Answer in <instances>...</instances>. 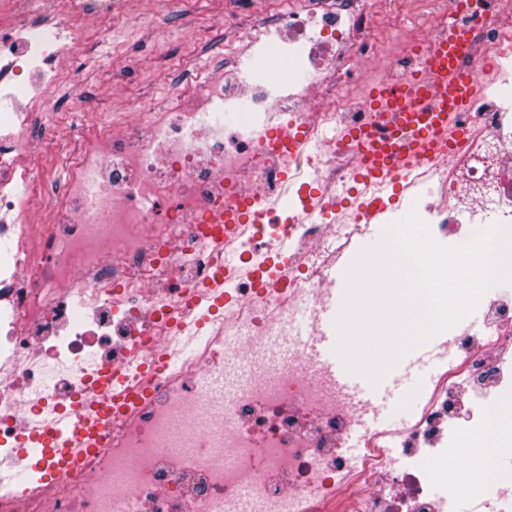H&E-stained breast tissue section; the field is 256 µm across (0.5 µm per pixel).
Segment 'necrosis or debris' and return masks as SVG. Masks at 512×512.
Segmentation results:
<instances>
[{
	"instance_id": "obj_1",
	"label": "necrosis or debris",
	"mask_w": 512,
	"mask_h": 512,
	"mask_svg": "<svg viewBox=\"0 0 512 512\" xmlns=\"http://www.w3.org/2000/svg\"><path fill=\"white\" fill-rule=\"evenodd\" d=\"M404 0L417 23L378 24L368 0H298L287 19L247 31L224 63L184 69L146 111L123 112L60 143L55 166L28 157L56 129L43 109L86 21L129 12L126 0H0V471L24 469V435L60 410L115 394L98 448L63 481L0 483V512H453L470 493L478 512H512L470 482L505 447L483 444L512 400V285L487 292L480 333H448L458 355L406 426L347 435L371 408L318 377L297 337L287 360L269 341L297 321L309 335L334 282L330 270L363 227L339 205L350 191L392 210L391 185L359 180L357 134L374 113L370 91L424 75L448 25L470 30L476 75H501L512 43V0ZM274 44L280 62L243 75L241 55ZM281 89L270 96V73ZM247 100L236 127L209 116ZM453 157L407 172L437 181L415 208L440 243L512 226V109L481 94L457 115ZM323 205L307 207L306 189ZM297 210L277 215L285 194ZM47 214L34 223V202ZM224 300L203 299L216 277ZM248 363L230 394L210 383L229 361Z\"/></svg>"
}]
</instances>
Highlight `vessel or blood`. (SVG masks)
<instances>
[{
    "instance_id": "vessel-or-blood-1",
    "label": "vessel or blood",
    "mask_w": 512,
    "mask_h": 512,
    "mask_svg": "<svg viewBox=\"0 0 512 512\" xmlns=\"http://www.w3.org/2000/svg\"><path fill=\"white\" fill-rule=\"evenodd\" d=\"M472 52L467 31L449 27L429 49L425 79L379 87L378 95L383 106L375 124L381 130L396 128L404 137L394 142L375 138L365 142L359 159L363 174L385 182L400 171L447 157L455 138L452 116L479 89L476 76L460 66ZM334 342L333 336H316L308 340L306 351L321 363L323 371L343 392L373 406V415L366 423L370 429L384 424L385 404L398 391H406L413 397L418 395V385H405L406 377L447 353L443 337H435L426 346L403 357L374 386L367 379L345 370L331 353ZM101 414L99 404H86L71 412H61L44 431L28 435L33 454L49 462L44 470V480H62L78 467L86 448L103 430Z\"/></svg>"
}]
</instances>
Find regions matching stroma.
<instances>
[{"label":"stroma","mask_w":512,"mask_h":512,"mask_svg":"<svg viewBox=\"0 0 512 512\" xmlns=\"http://www.w3.org/2000/svg\"><path fill=\"white\" fill-rule=\"evenodd\" d=\"M296 0H182L176 12L160 11L156 0H130L136 26L123 20L91 25L74 55L80 70H64L45 117L61 136L106 113L142 111L157 87H172L186 61L213 63L221 43L242 35L259 15L287 17Z\"/></svg>","instance_id":"35a3bbf8"}]
</instances>
